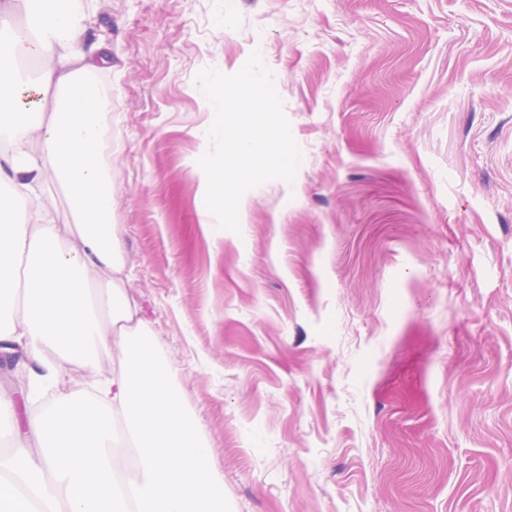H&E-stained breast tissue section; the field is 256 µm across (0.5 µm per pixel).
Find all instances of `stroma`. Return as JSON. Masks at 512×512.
I'll use <instances>...</instances> for the list:
<instances>
[{
    "mask_svg": "<svg viewBox=\"0 0 512 512\" xmlns=\"http://www.w3.org/2000/svg\"><path fill=\"white\" fill-rule=\"evenodd\" d=\"M105 40L129 292L227 512H512V0H77ZM260 51L301 151L202 226L214 109ZM66 362L15 426L120 367Z\"/></svg>",
    "mask_w": 512,
    "mask_h": 512,
    "instance_id": "stroma-1",
    "label": "stroma"
}]
</instances>
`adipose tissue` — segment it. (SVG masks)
Listing matches in <instances>:
<instances>
[{
	"label": "adipose tissue",
	"mask_w": 512,
	"mask_h": 512,
	"mask_svg": "<svg viewBox=\"0 0 512 512\" xmlns=\"http://www.w3.org/2000/svg\"><path fill=\"white\" fill-rule=\"evenodd\" d=\"M84 31V15L64 0H0V189H12L0 192V343L19 346L45 387L57 385L61 362L95 368L109 336L126 359L89 397L63 396L27 416L41 446L34 453L20 439L0 457V512H224L211 448L125 290L100 91L89 83L111 59ZM20 56L36 59L33 79L23 80ZM26 90L51 91L55 111L22 103ZM50 182L67 190L72 223L41 204L14 218L19 201ZM105 275L106 292L94 295ZM120 433L135 455L124 475L112 455Z\"/></svg>",
	"instance_id": "ef3b65f1"
}]
</instances>
